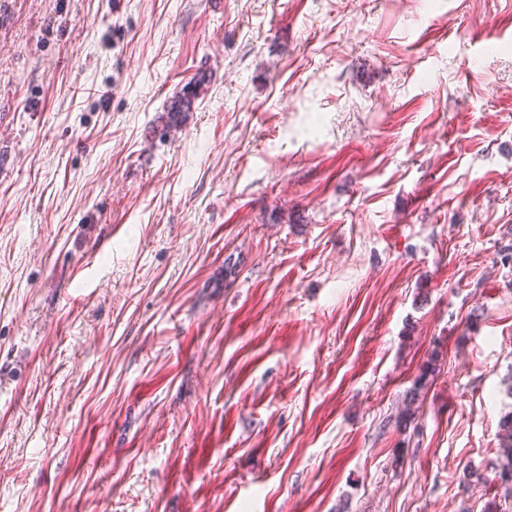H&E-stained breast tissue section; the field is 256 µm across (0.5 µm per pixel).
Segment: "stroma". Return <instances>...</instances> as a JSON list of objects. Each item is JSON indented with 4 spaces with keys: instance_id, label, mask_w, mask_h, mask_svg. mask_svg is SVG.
Wrapping results in <instances>:
<instances>
[{
    "instance_id": "1",
    "label": "stroma",
    "mask_w": 512,
    "mask_h": 512,
    "mask_svg": "<svg viewBox=\"0 0 512 512\" xmlns=\"http://www.w3.org/2000/svg\"><path fill=\"white\" fill-rule=\"evenodd\" d=\"M509 413L512 0H0V512H512ZM437 359V355H430V358L423 364L418 375L414 378L412 386L407 390L405 399L408 400V403L400 413L401 424L407 425L412 422L414 414L412 406L414 402L424 390L429 388L431 383L434 381L435 374L439 370L436 363ZM497 438L499 448L493 469L505 488L512 492V414L500 421Z\"/></svg>"
}]
</instances>
